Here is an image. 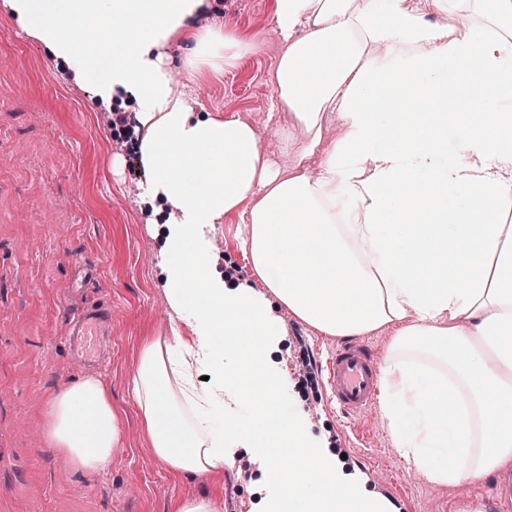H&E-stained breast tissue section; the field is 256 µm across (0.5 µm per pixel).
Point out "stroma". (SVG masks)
Returning <instances> with one entry per match:
<instances>
[{"mask_svg":"<svg viewBox=\"0 0 512 512\" xmlns=\"http://www.w3.org/2000/svg\"><path fill=\"white\" fill-rule=\"evenodd\" d=\"M273 5L217 0L216 11L198 16L201 26L223 16L226 28L253 43L231 67L182 71L178 37L163 53L192 111L254 126L284 170L288 156L277 145L288 115L272 110L268 80L280 51ZM136 109L131 98L119 113L99 109L93 89L71 83L0 0V512H171L174 501L213 492L211 477L173 473L156 458L131 394L144 337L169 335L173 322L157 267L161 241L141 203L148 174L131 169L120 147L135 138ZM242 236L235 215L203 232L218 267L252 285ZM90 305L112 311V357L96 375L125 415L100 476L73 471L44 438L48 402L88 375L68 355L65 337L72 313ZM276 314L285 333L276 356L287 388L282 405L328 443L344 474L364 482L389 512H492V477L431 484L399 457L381 407L344 417L324 383L336 337L286 308ZM238 456L240 471L221 481L222 512H250L258 499L259 465L246 451Z\"/></svg>","mask_w":512,"mask_h":512,"instance_id":"1","label":"stroma"}]
</instances>
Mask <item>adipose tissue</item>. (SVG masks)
<instances>
[{"mask_svg":"<svg viewBox=\"0 0 512 512\" xmlns=\"http://www.w3.org/2000/svg\"><path fill=\"white\" fill-rule=\"evenodd\" d=\"M6 2L103 106L138 104L166 299L192 331L145 337L132 378L166 468L214 477L249 448L272 490L258 512H385L360 488L339 491L332 454L282 409L274 300L329 336L393 328L381 404L400 457L427 481L512 463V0H472L478 19L464 24L456 0H274L285 170L251 125L191 111L172 87L160 49L173 37L192 74L253 50L223 24L192 27L209 0ZM234 214L264 292L225 281L202 243ZM244 403L251 423L215 425ZM123 419L85 377L51 399L44 436L75 471L99 475Z\"/></svg>","mask_w":512,"mask_h":512,"instance_id":"obj_1","label":"adipose tissue"}]
</instances>
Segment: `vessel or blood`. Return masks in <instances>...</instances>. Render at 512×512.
Segmentation results:
<instances>
[{
  "instance_id": "obj_1",
  "label": "vessel or blood",
  "mask_w": 512,
  "mask_h": 512,
  "mask_svg": "<svg viewBox=\"0 0 512 512\" xmlns=\"http://www.w3.org/2000/svg\"><path fill=\"white\" fill-rule=\"evenodd\" d=\"M112 317L96 311H82L73 321L69 344L85 363L96 362L104 351ZM326 384L337 407L349 418L366 413L376 402L382 381L381 362L363 341L334 347L325 367Z\"/></svg>"
}]
</instances>
